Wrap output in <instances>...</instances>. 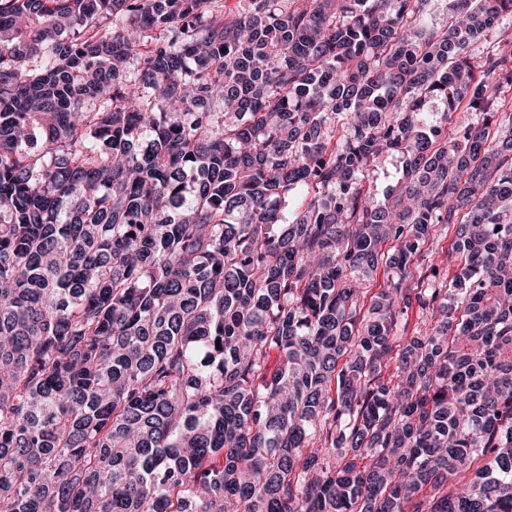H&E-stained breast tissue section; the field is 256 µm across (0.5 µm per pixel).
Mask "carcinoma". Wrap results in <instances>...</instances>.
I'll list each match as a JSON object with an SVG mask.
<instances>
[{"label":"carcinoma","instance_id":"obj_1","mask_svg":"<svg viewBox=\"0 0 512 512\" xmlns=\"http://www.w3.org/2000/svg\"><path fill=\"white\" fill-rule=\"evenodd\" d=\"M428 2L0 0V512H512V0ZM403 178V163L398 159L388 158L371 170L366 181L373 194L379 200H384L390 189L400 184Z\"/></svg>","mask_w":512,"mask_h":512}]
</instances>
